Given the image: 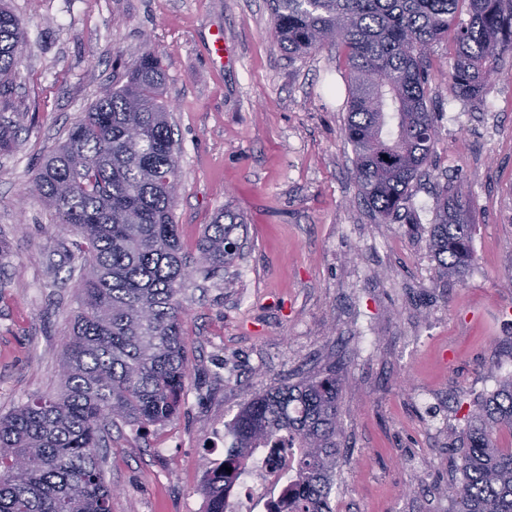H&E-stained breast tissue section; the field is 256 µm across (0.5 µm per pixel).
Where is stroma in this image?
<instances>
[{
  "label": "stroma",
  "mask_w": 512,
  "mask_h": 512,
  "mask_svg": "<svg viewBox=\"0 0 512 512\" xmlns=\"http://www.w3.org/2000/svg\"><path fill=\"white\" fill-rule=\"evenodd\" d=\"M24 60L0 93L19 129L0 152V415L60 389L86 271L33 189L37 169L101 91L146 51L161 59L180 148L176 221L187 249L225 208L247 241L224 278L182 294L189 377L180 413L105 437L112 512H205L211 440L256 393L336 364V512H456L448 495L467 416L512 374V55L483 105L448 90L453 36L427 59L439 137L409 218L360 201L345 139V50L299 59L267 31L272 0H9ZM222 30L228 60L213 64ZM470 204L476 266L443 285L425 239L435 192Z\"/></svg>",
  "instance_id": "35a3bbf8"
}]
</instances>
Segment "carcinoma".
<instances>
[{
	"label": "carcinoma",
	"mask_w": 512,
	"mask_h": 512,
	"mask_svg": "<svg viewBox=\"0 0 512 512\" xmlns=\"http://www.w3.org/2000/svg\"><path fill=\"white\" fill-rule=\"evenodd\" d=\"M269 35L301 58L330 40L350 74L345 138L359 197L381 222L402 217L430 163L438 114L427 97V55L455 26L454 96L480 103L512 53V0H272ZM468 20L456 22L460 4ZM19 19L0 0V83L22 63ZM160 58L147 52L119 87L105 88L40 167L35 189L76 237L88 271L65 344L61 390L0 418V512H111L99 448L120 420L160 425L179 411L188 363L179 299L186 272L228 271L243 255L241 216L229 209L187 250L175 221L179 147L163 100ZM426 248L439 275L463 281L475 264L469 203L453 184L436 193ZM336 363L254 396L224 433V460L205 479L206 512L229 497L252 452L300 448L296 482L269 512H336L341 453ZM512 375L468 416L448 485L456 512H512ZM232 468L228 472L225 467Z\"/></svg>",
	"instance_id": "1"
}]
</instances>
